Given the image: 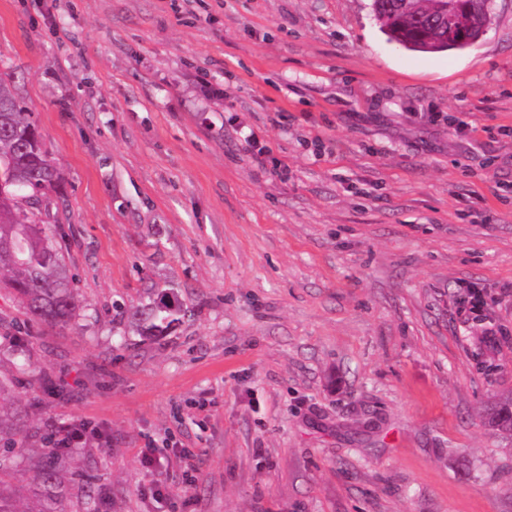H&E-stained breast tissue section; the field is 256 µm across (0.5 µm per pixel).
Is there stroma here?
Returning a JSON list of instances; mask_svg holds the SVG:
<instances>
[{
  "label": "stroma",
  "mask_w": 512,
  "mask_h": 512,
  "mask_svg": "<svg viewBox=\"0 0 512 512\" xmlns=\"http://www.w3.org/2000/svg\"><path fill=\"white\" fill-rule=\"evenodd\" d=\"M4 68L82 308L0 288V396L29 458L89 424L64 512H512V0L432 55L371 0H0ZM154 285L191 313L146 340ZM488 415V423L495 430L512 436V396L498 401Z\"/></svg>",
  "instance_id": "stroma-1"
}]
</instances>
